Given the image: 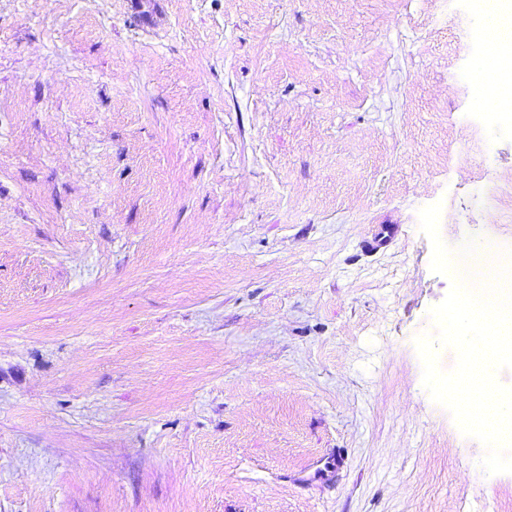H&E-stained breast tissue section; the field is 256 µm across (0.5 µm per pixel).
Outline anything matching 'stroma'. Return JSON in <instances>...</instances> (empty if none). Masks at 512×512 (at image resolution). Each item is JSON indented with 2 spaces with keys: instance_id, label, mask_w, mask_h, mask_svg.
<instances>
[{
  "instance_id": "1",
  "label": "stroma",
  "mask_w": 512,
  "mask_h": 512,
  "mask_svg": "<svg viewBox=\"0 0 512 512\" xmlns=\"http://www.w3.org/2000/svg\"><path fill=\"white\" fill-rule=\"evenodd\" d=\"M480 21L0 0V512H512L416 347L453 283L421 208L512 259ZM343 465L341 455H330L319 461L316 468L309 473L305 481L326 483L331 481Z\"/></svg>"
}]
</instances>
